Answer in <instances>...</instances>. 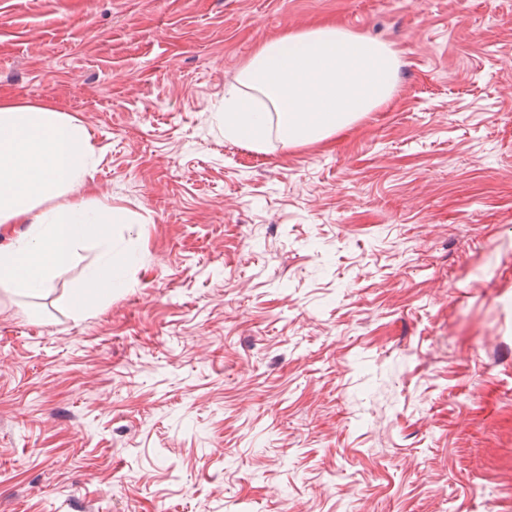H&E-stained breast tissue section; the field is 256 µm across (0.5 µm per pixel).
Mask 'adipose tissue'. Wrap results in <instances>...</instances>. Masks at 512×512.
I'll return each mask as SVG.
<instances>
[{
	"instance_id": "ef3b65f1",
	"label": "adipose tissue",
	"mask_w": 512,
	"mask_h": 512,
	"mask_svg": "<svg viewBox=\"0 0 512 512\" xmlns=\"http://www.w3.org/2000/svg\"><path fill=\"white\" fill-rule=\"evenodd\" d=\"M398 69L386 43L333 24L266 41L224 94V135L259 152L272 135L285 148L328 140L391 99ZM90 140L83 123L48 104L0 98V228L21 227L0 242V284L47 293L76 246L112 223L111 203L68 195L92 164ZM126 285L119 268L95 265L70 308L83 312Z\"/></svg>"
}]
</instances>
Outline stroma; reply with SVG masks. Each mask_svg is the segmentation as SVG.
<instances>
[{
	"mask_svg": "<svg viewBox=\"0 0 512 512\" xmlns=\"http://www.w3.org/2000/svg\"><path fill=\"white\" fill-rule=\"evenodd\" d=\"M322 23L390 45L393 98L225 140V87ZM0 96L80 120L72 193L122 212L0 285V512H512V0H0ZM128 285L122 271L112 263H102L88 269L83 281L72 290L69 305L73 312L85 311L101 291L112 293V288H126Z\"/></svg>",
	"mask_w": 512,
	"mask_h": 512,
	"instance_id": "obj_1",
	"label": "stroma"
}]
</instances>
